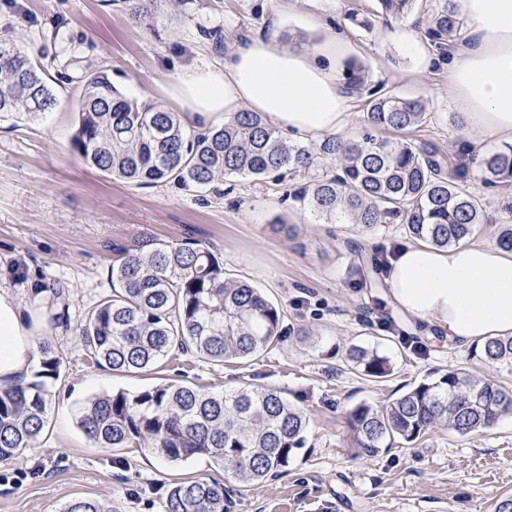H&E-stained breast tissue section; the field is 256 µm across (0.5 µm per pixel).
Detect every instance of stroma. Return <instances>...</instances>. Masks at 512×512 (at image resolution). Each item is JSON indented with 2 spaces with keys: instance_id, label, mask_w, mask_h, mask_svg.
I'll use <instances>...</instances> for the list:
<instances>
[{
  "instance_id": "1",
  "label": "stroma",
  "mask_w": 512,
  "mask_h": 512,
  "mask_svg": "<svg viewBox=\"0 0 512 512\" xmlns=\"http://www.w3.org/2000/svg\"><path fill=\"white\" fill-rule=\"evenodd\" d=\"M373 7L372 0H154L137 21L129 0H0V33L40 63L57 98L43 118L0 121V276L25 302L33 280L65 291L63 320L43 312L61 358L49 422L35 448L0 463V512H61L74 498L109 503L114 512H165L169 488L191 477L223 481L224 512H493L495 499L512 492V415L466 436L436 428L373 457L353 446L356 406L384 405L422 379L461 369L512 384V371L485 368L472 344L417 331L392 302L384 270L373 286L363 284L359 265L409 242L404 225L362 231L315 223L288 199L290 183L270 178H224L203 190L137 185L84 165L72 147L75 105L90 74L106 73L127 97L179 113L170 94L177 77L223 60L244 36L274 33L284 44L302 34L313 46L341 31L350 60L368 72L344 136L359 135L368 93L381 88L425 103L431 118L416 136L441 152L466 144L475 158L497 151L502 138L454 124L463 109L449 98L448 69L434 62L416 16L394 23L417 41L415 56L386 38L385 24L360 28L343 19ZM469 176L491 219L475 241L495 243L496 227L512 224V182L484 186L475 166ZM277 219L291 232H271ZM144 236L212 247L228 276L283 307L286 340L240 364L173 354L155 373L93 365L78 328L111 295L117 250ZM353 346L386 356L391 375L353 370L344 360ZM164 380L208 390L244 382L277 388L310 419L305 446L287 472L242 486L209 458L172 463L142 448H99L80 430L76 410L87 398Z\"/></svg>"
}]
</instances>
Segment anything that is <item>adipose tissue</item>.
<instances>
[{"instance_id":"1","label":"adipose tissue","mask_w":512,"mask_h":512,"mask_svg":"<svg viewBox=\"0 0 512 512\" xmlns=\"http://www.w3.org/2000/svg\"><path fill=\"white\" fill-rule=\"evenodd\" d=\"M461 4L470 28L446 52L448 93L463 107L467 127L512 137V0ZM349 50L341 34L310 51L287 50L273 35L250 38L223 62L179 76L171 94L185 106L188 125L213 124L246 109L292 137L316 139L343 130L351 119V97L340 80ZM387 281L404 313L449 339L512 335V251L407 244L391 259ZM49 303L41 287L26 304L0 281L1 388L19 383L38 363V309Z\"/></svg>"}]
</instances>
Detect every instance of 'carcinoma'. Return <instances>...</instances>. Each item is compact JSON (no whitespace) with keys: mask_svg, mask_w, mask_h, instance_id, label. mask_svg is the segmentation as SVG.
Instances as JSON below:
<instances>
[{"mask_svg":"<svg viewBox=\"0 0 512 512\" xmlns=\"http://www.w3.org/2000/svg\"><path fill=\"white\" fill-rule=\"evenodd\" d=\"M386 21L423 14L431 46L442 50L462 27L457 0H375ZM0 117L38 119L56 97L38 63L11 37H0ZM351 90L366 85L364 66L343 74ZM73 149L88 166L139 185L174 181L204 188L225 177L280 180L305 174L322 158L336 171L301 183L289 197L318 224H404L436 248L470 240L488 223L468 180L466 161L446 163L429 145L404 137L428 113L418 99L382 90L370 94L364 130L356 138L331 135L303 145L288 139L258 112H237L221 126L192 135L174 112L128 99L102 72L90 75L77 105ZM487 185L512 180V144L483 159ZM112 295L79 329L89 359L114 371L149 370L174 348L221 365L272 350L285 336L284 311L251 283L226 276L205 244L135 241L112 264ZM40 370L29 382L0 389V462L35 447L48 421L46 380L60 374L47 337L39 342ZM472 355L490 368L512 367V336L486 340ZM346 358L362 375L391 374L387 357L353 347ZM512 414V389L453 370L423 380L387 404L356 406L350 414L354 447L375 456L397 439L413 442L435 427L461 436ZM78 427L101 448H146L169 462L207 456L242 484L285 471L304 447L309 418L282 392L246 383L205 391L161 382L139 392L118 390L86 399ZM63 512H112L73 499ZM166 512H224V483L197 478L175 483Z\"/></svg>","mask_w":512,"mask_h":512,"instance_id":"obj_1","label":"carcinoma"}]
</instances>
